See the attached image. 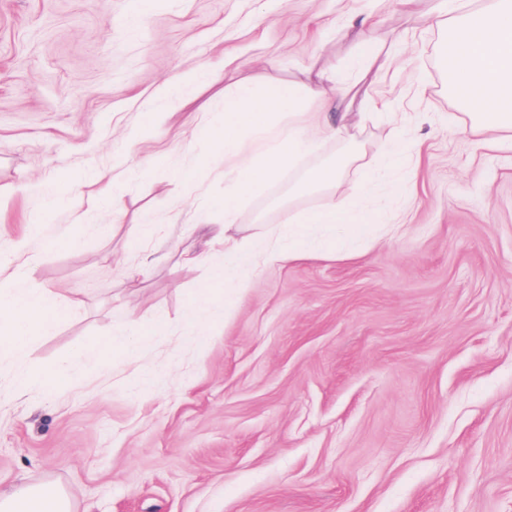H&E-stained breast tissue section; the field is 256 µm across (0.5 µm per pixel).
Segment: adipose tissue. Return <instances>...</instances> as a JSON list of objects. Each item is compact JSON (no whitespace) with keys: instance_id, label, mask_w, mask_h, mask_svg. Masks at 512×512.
Listing matches in <instances>:
<instances>
[{"instance_id":"adipose-tissue-1","label":"adipose tissue","mask_w":512,"mask_h":512,"mask_svg":"<svg viewBox=\"0 0 512 512\" xmlns=\"http://www.w3.org/2000/svg\"><path fill=\"white\" fill-rule=\"evenodd\" d=\"M427 22L444 35L448 86L473 110L477 131L489 141L512 136V0H490L477 11L447 0L445 9L428 15ZM375 24L373 14L358 9L344 19L341 29L358 48L347 77L323 71L306 84L263 91L242 84L225 96L224 122L211 132L213 153L236 161L238 168L236 184L224 191L225 212L233 211L240 195L262 189L280 169L313 150L314 138L293 120L299 103L317 104L322 130L350 139L351 108L359 87L388 62L369 37ZM359 158L354 150L341 163L304 172L301 190H328L332 196L322 210L292 217L289 234H272L259 242L238 236L233 224H224V277L241 283L247 270L323 252L329 240L313 233L316 225L340 224L346 237H362L370 218L353 210L341 190L346 166ZM61 312L53 289L0 287V359L20 357L34 336L57 324ZM0 512H71V503L58 486L32 481L0 491Z\"/></svg>"}]
</instances>
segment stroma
<instances>
[{"label": "stroma", "instance_id": "1", "mask_svg": "<svg viewBox=\"0 0 512 512\" xmlns=\"http://www.w3.org/2000/svg\"><path fill=\"white\" fill-rule=\"evenodd\" d=\"M354 2L389 54L371 101L417 122L399 195L361 193L393 132L376 113L344 180L359 207L407 219L236 290L218 275L235 166L198 176V117L220 122L242 83L343 71ZM347 150L318 135L229 219L259 238L320 208L302 175ZM100 169L121 186L106 217L87 204ZM0 186V281L81 298L19 360L69 376L18 396L0 364V489L35 476L72 512H512V140L477 133L440 33L398 0H0ZM144 224L151 263L130 279ZM204 285L224 309L200 342L185 309ZM131 330L134 363L101 385L84 349Z\"/></svg>", "mask_w": 512, "mask_h": 512}]
</instances>
